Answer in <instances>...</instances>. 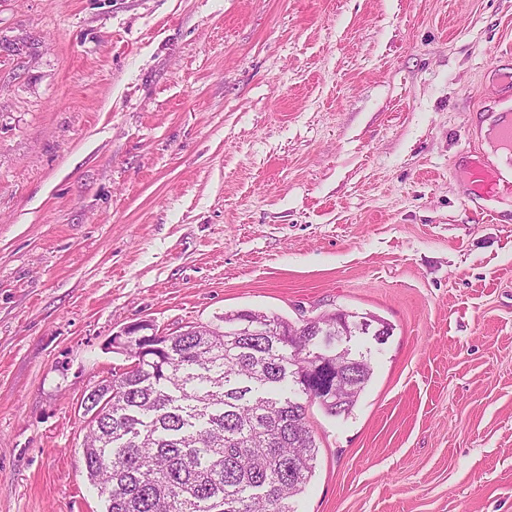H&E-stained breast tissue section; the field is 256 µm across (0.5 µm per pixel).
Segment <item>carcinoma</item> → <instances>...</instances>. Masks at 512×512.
I'll return each mask as SVG.
<instances>
[{
  "mask_svg": "<svg viewBox=\"0 0 512 512\" xmlns=\"http://www.w3.org/2000/svg\"><path fill=\"white\" fill-rule=\"evenodd\" d=\"M374 316L350 322L364 333ZM312 321L239 311L224 330L190 326L157 338L161 359H142L95 389L96 413L83 449L88 480L107 512H294L291 501L313 473L317 444L306 406L288 381L331 415L351 412L371 379L364 356L330 348ZM331 357L351 378L341 403L304 387L309 357Z\"/></svg>",
  "mask_w": 512,
  "mask_h": 512,
  "instance_id": "cac0c4a2",
  "label": "carcinoma"
}]
</instances>
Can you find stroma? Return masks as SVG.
<instances>
[{"label":"stroma","instance_id":"stroma-1","mask_svg":"<svg viewBox=\"0 0 512 512\" xmlns=\"http://www.w3.org/2000/svg\"><path fill=\"white\" fill-rule=\"evenodd\" d=\"M0 512H107L109 341L373 315L296 512H512V0H0ZM469 182L477 192L489 195L498 184L500 175L485 164L477 155H473L467 167Z\"/></svg>","mask_w":512,"mask_h":512}]
</instances>
